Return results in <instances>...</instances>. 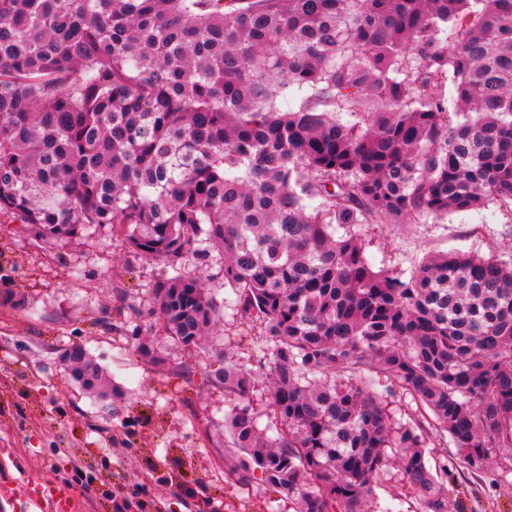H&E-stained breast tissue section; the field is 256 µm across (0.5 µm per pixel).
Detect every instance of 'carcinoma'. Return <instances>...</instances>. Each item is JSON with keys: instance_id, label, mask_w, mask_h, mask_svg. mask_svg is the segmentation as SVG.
I'll list each match as a JSON object with an SVG mask.
<instances>
[{"instance_id": "1", "label": "carcinoma", "mask_w": 512, "mask_h": 512, "mask_svg": "<svg viewBox=\"0 0 512 512\" xmlns=\"http://www.w3.org/2000/svg\"><path fill=\"white\" fill-rule=\"evenodd\" d=\"M491 200L512 214V0H0V211L56 242L109 224L167 264L153 314L187 347L224 305L182 262L223 260L278 425L224 356V474L297 512H365L389 448L448 512L435 439L474 473L512 450V261L404 279L363 239ZM397 391L421 416H391ZM259 378L255 384L254 389L250 394V407L254 409L258 417V423L261 429L269 428L268 434L271 436L275 435V420L273 419V414L270 412L271 408L269 407L270 403V395H269V386L264 378Z\"/></svg>"}]
</instances>
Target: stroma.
I'll list each match as a JSON object with an SVG mask.
<instances>
[{"label":"stroma","instance_id":"35a3bbf8","mask_svg":"<svg viewBox=\"0 0 512 512\" xmlns=\"http://www.w3.org/2000/svg\"><path fill=\"white\" fill-rule=\"evenodd\" d=\"M374 269L409 276L428 253L512 257V216L495 204L422 224L365 233ZM0 262L14 264L15 306H0V479L13 490L0 512H21L49 484L84 512H297L262 481L242 492L224 475V419L214 382L223 355L259 379L250 394L260 428H274L259 324L226 307L205 342L184 347L153 333L151 289L166 266L136 254L111 226L48 246L0 214ZM152 339L161 365L136 346ZM79 343L110 373L113 393L90 395L65 374L61 352ZM450 512H512V464L470 473L444 440Z\"/></svg>","mask_w":512,"mask_h":512}]
</instances>
